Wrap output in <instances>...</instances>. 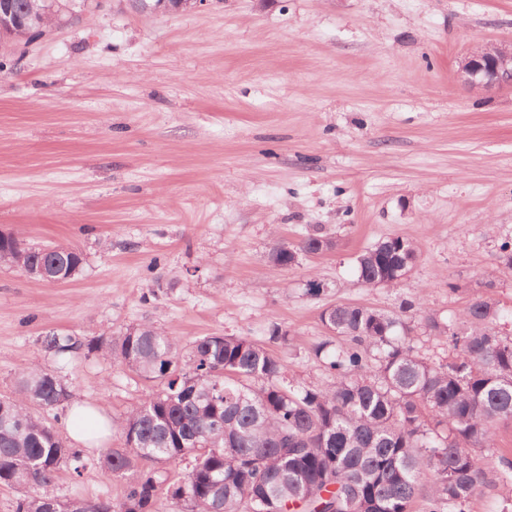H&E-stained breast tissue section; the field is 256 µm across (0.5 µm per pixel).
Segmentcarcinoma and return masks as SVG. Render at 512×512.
Segmentation results:
<instances>
[{"mask_svg": "<svg viewBox=\"0 0 512 512\" xmlns=\"http://www.w3.org/2000/svg\"><path fill=\"white\" fill-rule=\"evenodd\" d=\"M327 243L316 231L295 245L278 243L269 259L292 267ZM0 250L19 272L40 264L62 280L84 261L64 244L3 237ZM417 257L411 239L388 237L358 257V279L397 286ZM401 309L448 340V360L421 357L412 326L398 316L331 305L321 320L340 344L315 349L329 371L324 386L288 378L265 343L244 336H202L185 352L150 321L112 339L46 336L45 352L57 361L85 350L160 382L112 419L121 445L99 463L115 477L143 462L165 471L139 473L120 500L95 502L90 512H410L419 497L427 512H470L490 468L507 489L500 512H512V459L493 451L498 424L512 420V336L496 328L504 318L499 304L490 296L471 300L463 313L470 329L462 333L451 319L422 314L416 299ZM17 387L0 397V484L19 490L15 512H79L77 499L55 496L50 485L63 466L81 474L83 451L35 413L67 407L73 392L42 364Z\"/></svg>", "mask_w": 512, "mask_h": 512, "instance_id": "cac0c4a2", "label": "carcinoma"}]
</instances>
